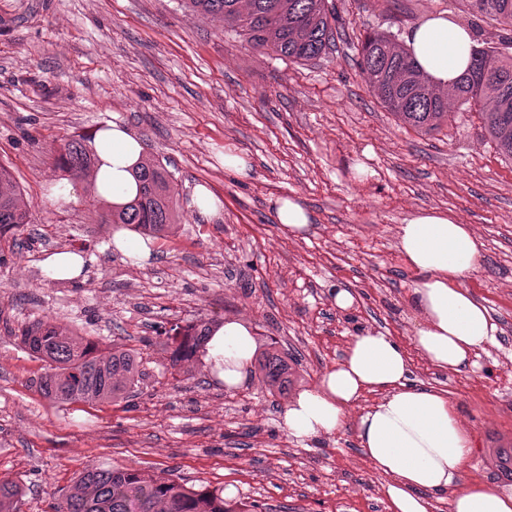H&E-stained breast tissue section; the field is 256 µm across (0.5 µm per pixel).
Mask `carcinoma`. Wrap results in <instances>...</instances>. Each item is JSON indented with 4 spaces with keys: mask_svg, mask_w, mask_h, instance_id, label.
I'll list each match as a JSON object with an SVG mask.
<instances>
[{
    "mask_svg": "<svg viewBox=\"0 0 512 512\" xmlns=\"http://www.w3.org/2000/svg\"><path fill=\"white\" fill-rule=\"evenodd\" d=\"M186 8L218 16L225 26L245 36L255 49L269 51L293 62H309L334 46L339 17L329 0H182ZM475 18H489L512 28V0H465ZM359 66L367 83L398 120L422 133L439 130L448 121L449 105L477 106L484 129L503 156L512 160V55L493 48H473L470 68L451 89L433 88L417 69L406 49L387 32L367 35ZM59 169L77 177L92 165L86 137L72 139L58 150ZM139 197L111 213L114 224L163 235L177 223L166 171L144 163L137 172ZM19 190L10 173L0 168V232L28 223L18 202ZM178 338L173 363L188 362L203 348L210 321L200 319ZM21 344L48 364L40 389L51 400L93 402L130 396L137 386L139 352L114 345L100 353L94 341L38 321L20 336ZM258 371L270 391L288 390V365L277 353L265 352ZM19 488L0 483V512H12ZM54 512H237L224 502L222 492L187 487L172 479L148 475L126 466L91 465L73 491Z\"/></svg>",
    "mask_w": 512,
    "mask_h": 512,
    "instance_id": "carcinoma-1",
    "label": "carcinoma"
}]
</instances>
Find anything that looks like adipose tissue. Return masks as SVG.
I'll use <instances>...</instances> for the list:
<instances>
[{"label":"adipose tissue","mask_w":512,"mask_h":512,"mask_svg":"<svg viewBox=\"0 0 512 512\" xmlns=\"http://www.w3.org/2000/svg\"><path fill=\"white\" fill-rule=\"evenodd\" d=\"M404 46L430 83L444 91L467 71L473 40L465 27L439 14L413 25ZM87 149L94 158L87 186L58 181L50 194L55 204H77L86 187L110 208L137 197L134 172L145 153L128 127L112 122L97 129ZM397 237L418 275L409 299L418 319L415 349L440 370L474 368L499 331L488 309L464 286L479 265L481 242L470 225L439 210L410 215ZM255 350L250 324L229 319L213 327L204 361L217 383L236 388L246 381ZM410 366L407 352L388 333L356 334L317 386L288 403L281 423L289 437L317 439L338 432L350 409H357V443L385 478L390 512H429L434 499L447 502L448 512H512V491L466 480L467 433L442 391L410 384ZM368 394L374 400L366 405L362 399Z\"/></svg>","instance_id":"obj_1"}]
</instances>
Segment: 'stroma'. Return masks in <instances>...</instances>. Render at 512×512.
<instances>
[{
    "label": "stroma",
    "instance_id": "35a3bbf8",
    "mask_svg": "<svg viewBox=\"0 0 512 512\" xmlns=\"http://www.w3.org/2000/svg\"><path fill=\"white\" fill-rule=\"evenodd\" d=\"M335 4L334 48L294 63L179 0H0V166L29 213L0 235V482L19 487L15 512H50L91 464L224 489L249 512H389L352 424L307 441L280 424L293 395L367 329L409 350L413 384L448 395L471 440L468 478L512 491L498 465L512 448V161L474 109H454L428 135L401 125L358 65L367 33L400 39L429 14L472 26L478 47H500L503 30L473 22L463 0ZM110 122L168 171L177 203V224L143 269L113 249L92 191L68 207L48 197L56 149ZM228 151L248 160L249 179L224 167ZM199 184L220 198L216 214L195 207ZM289 196L312 213L307 239L276 220L271 199ZM430 208L482 243L465 286L499 332L471 371L435 369L413 349L417 275L396 228ZM62 248L88 256L82 281L45 277L42 261ZM339 288L354 291L352 308H336ZM46 318L100 347L138 350L133 397L43 396L47 364L19 336ZM202 318L247 320L258 350L286 357L288 391L270 392L254 370L239 388L218 386L199 357L174 366L169 329Z\"/></svg>",
    "mask_w": 512,
    "mask_h": 512
}]
</instances>
